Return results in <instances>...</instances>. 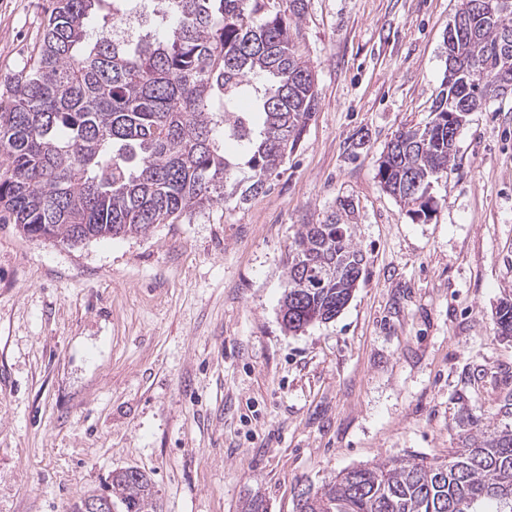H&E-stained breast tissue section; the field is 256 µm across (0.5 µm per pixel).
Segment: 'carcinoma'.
Here are the masks:
<instances>
[{
	"mask_svg": "<svg viewBox=\"0 0 512 512\" xmlns=\"http://www.w3.org/2000/svg\"><path fill=\"white\" fill-rule=\"evenodd\" d=\"M133 0H49L32 53L0 97V224L36 239L77 244L145 235L234 198L266 191L318 105L312 67L270 0H161L162 33L112 37ZM452 64L430 121L400 131L379 158L384 191L418 220L437 209L430 190L448 177L467 117L512 90V0H460ZM478 63L484 80L466 76ZM248 173L240 179L238 174ZM364 254L352 227L304 224L289 252L283 327L302 331L344 309ZM512 336V301L496 311ZM124 512L155 507L146 475L112 474ZM512 512V427L459 435L446 462L389 459L340 471L297 500L298 512Z\"/></svg>",
	"mask_w": 512,
	"mask_h": 512,
	"instance_id": "cac0c4a2",
	"label": "carcinoma"
}]
</instances>
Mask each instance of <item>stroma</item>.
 Segmentation results:
<instances>
[{
	"label": "stroma",
	"mask_w": 512,
	"mask_h": 512,
	"mask_svg": "<svg viewBox=\"0 0 512 512\" xmlns=\"http://www.w3.org/2000/svg\"><path fill=\"white\" fill-rule=\"evenodd\" d=\"M47 0H0V93ZM458 0H306L290 32L318 107L270 189L76 245L0 224V512H70L115 471L157 512H295L297 483L444 461L467 418L512 424V93L471 113L439 205L412 219L377 160L425 124ZM352 225L366 266L334 320L281 324L303 225Z\"/></svg>",
	"instance_id": "1"
}]
</instances>
